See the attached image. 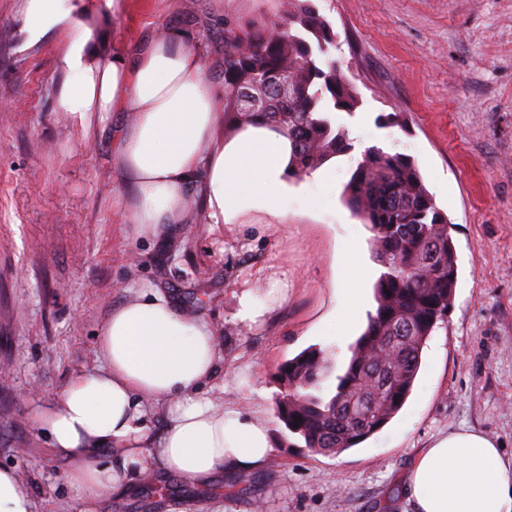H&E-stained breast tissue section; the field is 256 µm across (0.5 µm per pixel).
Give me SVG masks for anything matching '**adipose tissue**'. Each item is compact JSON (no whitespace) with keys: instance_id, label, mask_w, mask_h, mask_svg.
<instances>
[{"instance_id":"1","label":"adipose tissue","mask_w":512,"mask_h":512,"mask_svg":"<svg viewBox=\"0 0 512 512\" xmlns=\"http://www.w3.org/2000/svg\"><path fill=\"white\" fill-rule=\"evenodd\" d=\"M30 40L66 24L60 59L66 75L57 111L127 112L112 163L131 189L127 223L159 231L192 218L198 190L211 224H228L249 209L275 219L300 195L320 204L328 176L292 188L286 135L248 124L232 137L220 130L217 87L203 74L192 36L172 25L159 37L105 54L66 0H26ZM99 369L72 379L39 409L55 455L69 466L70 485L85 512H101L104 497L127 486L132 470H157L205 486L223 472L263 465L271 428L255 415L216 407L203 388L218 367L210 324L180 311L169 295L143 289L113 308L98 343ZM163 406L165 424L149 417ZM112 462L99 464L103 451ZM412 512H512V460L485 434L458 430L421 449L405 486Z\"/></svg>"}]
</instances>
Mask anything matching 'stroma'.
I'll return each instance as SVG.
<instances>
[{
	"instance_id": "35a3bbf8",
	"label": "stroma",
	"mask_w": 512,
	"mask_h": 512,
	"mask_svg": "<svg viewBox=\"0 0 512 512\" xmlns=\"http://www.w3.org/2000/svg\"><path fill=\"white\" fill-rule=\"evenodd\" d=\"M342 42L340 68L362 100L337 113L354 141L326 170L344 185L367 145L410 156L453 224L457 276L447 320L428 339L413 390L378 433L337 455L305 448L275 415L279 366L309 348L344 369L353 336L318 329L346 294L376 307L375 280L340 269L345 244L371 256L372 233L344 199L290 203L275 221L251 210L232 224L197 217L166 236L125 220L127 188L112 166L122 112L55 108L66 33L25 32L24 0H0V468L20 477L35 512H82L65 463L36 410L78 374L99 368L97 338L113 307L145 286L174 295L218 337L217 402L268 421L273 448L259 469L206 488L168 476L109 495L107 512H408L418 449L443 433H484L512 459V0H316ZM105 51L176 24L206 40L213 74L225 15L249 20L273 0H80ZM401 111L405 126L381 127ZM284 301H272L271 281ZM268 309L237 316L242 292Z\"/></svg>"
}]
</instances>
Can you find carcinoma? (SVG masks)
<instances>
[{"mask_svg": "<svg viewBox=\"0 0 512 512\" xmlns=\"http://www.w3.org/2000/svg\"><path fill=\"white\" fill-rule=\"evenodd\" d=\"M333 23L315 0H285L270 16L245 23L224 17V134L262 123L288 135V177L303 179L354 149L334 114L356 112L359 94L336 72ZM342 196L373 233L385 268L375 285V311L351 348L335 394L321 395L331 356L308 349L286 360L276 415L305 447L338 454L382 430L406 403L427 340L448 317L456 282L453 224L427 190L416 162L369 147ZM301 418L294 423L295 418Z\"/></svg>", "mask_w": 512, "mask_h": 512, "instance_id": "obj_1", "label": "carcinoma"}]
</instances>
